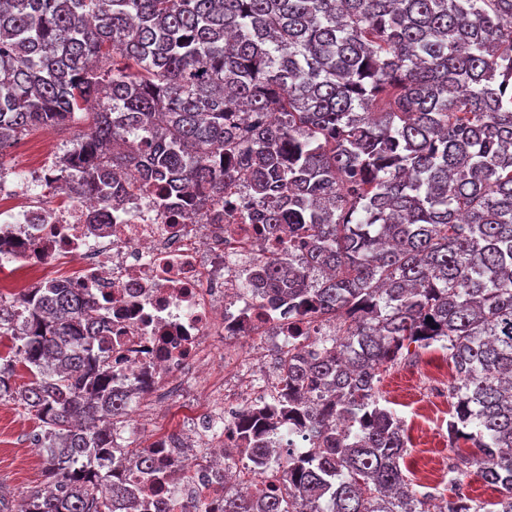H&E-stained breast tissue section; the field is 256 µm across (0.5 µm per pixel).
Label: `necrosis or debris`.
I'll use <instances>...</instances> for the list:
<instances>
[{
    "mask_svg": "<svg viewBox=\"0 0 512 512\" xmlns=\"http://www.w3.org/2000/svg\"><path fill=\"white\" fill-rule=\"evenodd\" d=\"M21 180L0 178V259L20 275L0 291L20 297L63 270L72 287L93 301L101 330L97 354L112 370V391L130 407L167 395L187 401L186 435L157 434L146 448L181 482L140 481L137 495L170 503L173 512L200 500L201 512H221L224 481L255 491L259 482L233 464L237 422L269 406L277 370L269 357L302 336H332L334 325L288 318L269 308L253 274L273 251V236L234 233L254 203L246 181L224 190L223 206H207L190 221L179 204L149 192H129L105 210L80 197L64 203L33 201L30 182L57 177L56 161L30 165Z\"/></svg>",
    "mask_w": 512,
    "mask_h": 512,
    "instance_id": "4bbe7bcc",
    "label": "necrosis or debris"
}]
</instances>
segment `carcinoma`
<instances>
[{
	"instance_id": "1",
	"label": "carcinoma",
	"mask_w": 512,
	"mask_h": 512,
	"mask_svg": "<svg viewBox=\"0 0 512 512\" xmlns=\"http://www.w3.org/2000/svg\"><path fill=\"white\" fill-rule=\"evenodd\" d=\"M74 125L77 175L58 185L73 197L135 185L194 208L249 180L253 222L288 225V256L255 278L288 312L336 324L307 360L278 352L271 397L305 415L309 456L239 449L279 480L224 489V512H432L378 383L435 343L454 370L450 447L470 442L501 487L477 501L450 463L439 512H512V0H0V156ZM92 307L57 281L0 297V402L39 421L47 480L24 512L133 496L99 466L129 410Z\"/></svg>"
}]
</instances>
